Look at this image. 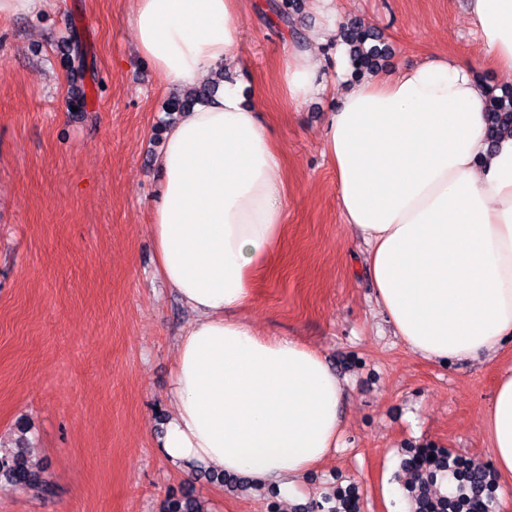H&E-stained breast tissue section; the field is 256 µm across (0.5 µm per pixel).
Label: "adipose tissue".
<instances>
[{
  "instance_id": "adipose-tissue-1",
  "label": "adipose tissue",
  "mask_w": 512,
  "mask_h": 512,
  "mask_svg": "<svg viewBox=\"0 0 512 512\" xmlns=\"http://www.w3.org/2000/svg\"><path fill=\"white\" fill-rule=\"evenodd\" d=\"M313 48L285 45L289 101L317 89L333 58L335 0ZM483 52L512 76V0H468ZM242 0H134L138 53L191 89L241 65ZM236 82L166 132L150 233L157 272L194 319L179 337L164 456L193 474L247 476L289 501L338 446L343 385L316 349L259 331L240 313L279 252L288 217L277 142ZM487 87L468 60L437 55L328 92L324 153L344 223L368 246L378 307L422 359L493 358L512 341V135L486 137ZM494 465L512 476V372L485 415Z\"/></svg>"
}]
</instances>
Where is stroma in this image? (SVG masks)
<instances>
[{
    "label": "stroma",
    "instance_id": "35a3bbf8",
    "mask_svg": "<svg viewBox=\"0 0 512 512\" xmlns=\"http://www.w3.org/2000/svg\"><path fill=\"white\" fill-rule=\"evenodd\" d=\"M246 0L239 79L263 87L261 116L285 155L288 223L272 273L244 318L317 348L344 383L333 455L306 476L303 501L268 489L187 479L160 452L172 414L176 342L192 312L156 274L149 224L155 158L178 96L135 47L131 0H49L0 20V444L28 428L30 467L52 492L0 490V512H161L193 488L207 512H331L355 490L359 512H397L418 448L493 471L484 417L512 341L491 360L441 366L415 356L377 308L367 247L343 224L323 155L327 102H288L279 85L286 31ZM392 47L390 71L448 52L477 79L511 81L486 63L467 0H339ZM79 33L88 69L71 84L57 47ZM85 96V111L69 108Z\"/></svg>",
    "mask_w": 512,
    "mask_h": 512
}]
</instances>
